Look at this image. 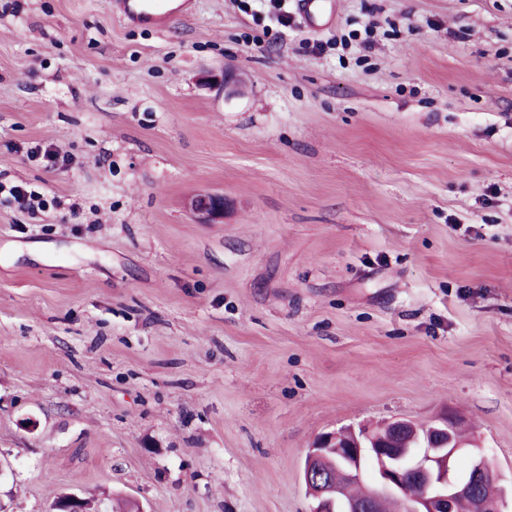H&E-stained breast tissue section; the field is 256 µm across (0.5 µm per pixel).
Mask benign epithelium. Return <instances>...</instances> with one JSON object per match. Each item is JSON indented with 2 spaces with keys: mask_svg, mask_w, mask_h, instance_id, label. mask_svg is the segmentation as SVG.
<instances>
[{
  "mask_svg": "<svg viewBox=\"0 0 512 512\" xmlns=\"http://www.w3.org/2000/svg\"><path fill=\"white\" fill-rule=\"evenodd\" d=\"M188 207L200 221L209 223L223 214L224 197L200 194L190 199ZM460 425L451 412L441 416L435 428L437 436L427 448L409 447L406 435L412 424L404 419L388 422L381 433L361 428L321 434L307 454L302 474L303 482L316 485L312 492L316 506L311 512H372L373 505L384 496L400 500L404 512H455L456 499L473 493L478 478L489 475L500 479L484 454L474 461L471 477L460 481L450 478V460L463 448L452 434ZM333 455L345 469L349 483L361 480L364 456L377 460L378 478L369 500H351L346 497L344 486L324 480L321 466ZM508 492L504 486L492 501L476 499L475 512H502L500 505Z\"/></svg>",
  "mask_w": 512,
  "mask_h": 512,
  "instance_id": "benign-epithelium-1",
  "label": "benign epithelium"
}]
</instances>
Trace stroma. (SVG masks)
<instances>
[{"label": "stroma", "mask_w": 512, "mask_h": 512, "mask_svg": "<svg viewBox=\"0 0 512 512\" xmlns=\"http://www.w3.org/2000/svg\"><path fill=\"white\" fill-rule=\"evenodd\" d=\"M0 182L59 201L0 197V512H309L448 411L512 481V0H0ZM195 0H113L112 12L124 24L168 29L176 18L187 19L195 12ZM331 0H297L298 11L307 21L328 20L333 16ZM7 192L15 207L21 212L35 215L39 210L46 207L44 195L28 185H11L7 188ZM188 207L203 223L219 218L224 212V198L219 195L200 194L190 199Z\"/></svg>", "instance_id": "1"}]
</instances>
